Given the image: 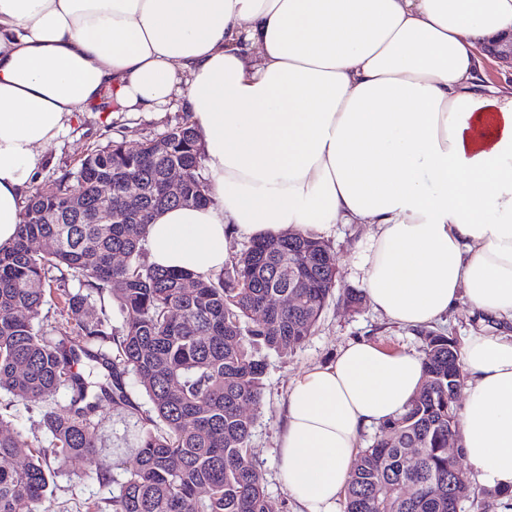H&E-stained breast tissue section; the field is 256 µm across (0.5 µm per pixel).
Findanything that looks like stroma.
I'll return each mask as SVG.
<instances>
[{
	"mask_svg": "<svg viewBox=\"0 0 512 512\" xmlns=\"http://www.w3.org/2000/svg\"><path fill=\"white\" fill-rule=\"evenodd\" d=\"M185 118V112L178 110L166 113L159 120L121 118L107 123L97 113H83L50 151L48 162L33 185L43 192H52L55 179L76 170L80 159L89 149L113 140L122 141L128 148L135 149L146 139L163 133ZM366 233L367 228L362 224L337 225L335 234L327 240L337 271L334 296L303 345L281 353L271 352L266 356L263 395L252 431L251 448L268 494L271 512H301L300 506L286 489L277 457L282 405L292 380L307 369L335 361L340 348L354 340L366 339L389 350L418 352L422 349V342L414 329L389 322L369 303H362L355 310L343 304L344 292L364 289L356 262L364 247ZM436 325L447 329L460 340L471 335L495 332L498 327L496 320L472 309L464 301L437 320ZM98 421L104 451L130 454L141 430L137 418L129 414L126 408L106 403L98 411ZM81 470L79 462L67 463L65 476L58 478L47 501L50 512H87L93 503L111 496L110 485L83 478Z\"/></svg>",
	"mask_w": 512,
	"mask_h": 512,
	"instance_id": "1",
	"label": "stroma"
}]
</instances>
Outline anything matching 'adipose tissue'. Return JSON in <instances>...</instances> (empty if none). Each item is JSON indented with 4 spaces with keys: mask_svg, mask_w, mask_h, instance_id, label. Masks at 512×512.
I'll use <instances>...</instances> for the list:
<instances>
[{
    "mask_svg": "<svg viewBox=\"0 0 512 512\" xmlns=\"http://www.w3.org/2000/svg\"><path fill=\"white\" fill-rule=\"evenodd\" d=\"M512 0H0V246L79 113L186 112L214 202L151 221L152 264L208 277L230 236L368 227L369 304L419 328L459 301L512 324V79L485 75ZM458 446L512 492V334L462 348ZM423 360L367 340L297 376L279 461L336 512L358 438L403 412Z\"/></svg>",
    "mask_w": 512,
    "mask_h": 512,
    "instance_id": "obj_1",
    "label": "adipose tissue"
}]
</instances>
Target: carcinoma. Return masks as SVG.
Listing matches in <instances>:
<instances>
[{"label": "carcinoma", "instance_id": "1", "mask_svg": "<svg viewBox=\"0 0 512 512\" xmlns=\"http://www.w3.org/2000/svg\"><path fill=\"white\" fill-rule=\"evenodd\" d=\"M203 149L186 121L131 153L120 141L89 150L46 196L30 191L13 245L0 248V391L40 409L49 447L0 435V512H41L73 458L115 486L88 512H269L250 446L266 362L263 351L302 345L336 287L330 247L300 231L254 240L232 274L207 279L144 260L153 217L212 202ZM187 173L179 197L164 190L173 164ZM80 191L79 207L71 195ZM112 218L110 224L97 220ZM78 282V288L71 286ZM190 281L193 288H183ZM62 304L81 345L37 323L47 299ZM98 299L99 315L84 317ZM424 379L400 415L355 453L346 512H461L471 486L448 457L456 434L460 350L443 329L420 331ZM134 374L152 404L141 415ZM65 389L68 404H57ZM142 417L127 466L100 451L102 403ZM416 446L420 453L407 456ZM457 495L448 497V485Z\"/></svg>", "mask_w": 512, "mask_h": 512}]
</instances>
